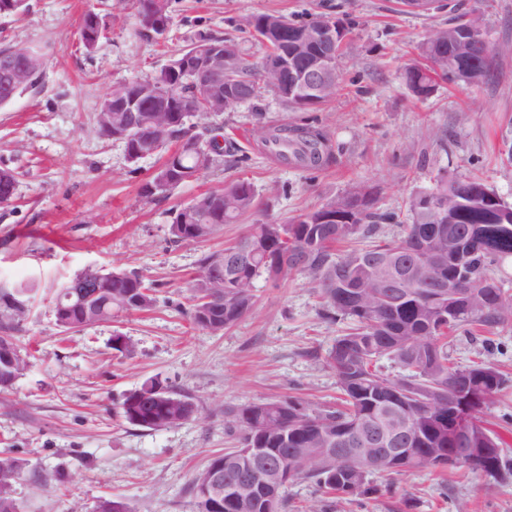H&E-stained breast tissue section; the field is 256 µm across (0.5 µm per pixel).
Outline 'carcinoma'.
Wrapping results in <instances>:
<instances>
[{
  "label": "carcinoma",
  "instance_id": "1",
  "mask_svg": "<svg viewBox=\"0 0 512 512\" xmlns=\"http://www.w3.org/2000/svg\"><path fill=\"white\" fill-rule=\"evenodd\" d=\"M140 25L144 36L157 34L146 22L148 13L159 14L172 23L171 0H136ZM448 25L434 29L424 46V54L431 66H411L405 70L404 80L419 100L431 96L436 79L459 80L469 73L476 80L488 78L496 56L512 50L505 45L496 47L483 37L471 44L458 58L453 57L448 45V33L467 27L465 13L450 8ZM324 21L318 17L308 21H292L282 15L260 14L245 19L251 36L264 47L257 58L240 47L232 37L207 35L205 39L224 44L236 59L237 67L228 82L245 87L240 98L224 96L210 99L202 95L197 85L173 64L182 60L181 53L172 65L152 77L157 93L151 112L138 113L142 129L155 128L153 154L165 155L160 167L142 186L146 198H166L180 186L196 180L202 173L224 159L225 154L238 151L237 144L224 138L222 128L204 126L195 133L187 125L190 116L205 120L212 115L231 110L238 105L258 99L262 92H272L288 108L294 109L293 99L285 90L263 82V71L278 48L275 31L281 27L290 32L301 31ZM104 34L100 15L87 12L80 22V38L86 51L94 50ZM137 85L131 81L112 87L100 103L96 113V126L101 136L113 139L128 122V113L111 112L115 96ZM175 113L172 122L164 124L156 109ZM303 136H282L278 126H261L255 130L262 146L274 144L287 147L288 161L307 171L320 169L329 157L327 139L321 129L309 124L301 125ZM18 180L10 168H0V205H8L16 198ZM439 193L446 212L453 221L443 223L428 206L432 195ZM360 191L333 198L314 208L290 224L262 222L252 225L250 232L224 248L230 251L251 248L256 251L253 262L233 273H224V283L210 279L216 253L209 252L200 259L198 274L189 285L192 324L201 330L220 334L237 324L255 306V281L266 276L275 281L285 273L301 272L309 277L311 287L320 299V313L330 323H346L343 333L336 337L326 357V364L336 375L339 396L336 403L315 406L307 399L291 395L272 400H254L226 404L216 410L224 417V434L235 446L214 455L207 463L224 462V497L238 494L244 479L239 464L240 453L247 448H261L265 457L258 467H274L288 458L290 448H337L344 457L345 449L357 447L355 431L368 420L394 416L409 424L411 441L389 442L388 448H407L405 462H390L365 474L346 475L342 468L329 474L320 468L314 458L297 464L295 479L314 487L310 512H331L338 500L394 497L392 486L376 483L375 474L401 475L416 470L444 473L455 470L452 454L456 444L448 437V422L453 420L454 409L448 407V383H453L459 397L466 398L481 389L491 403L506 387L508 379L489 364L468 367L456 365L448 355L450 336H480L492 341L506 328L512 327V293L502 287L498 272L512 263V204L498 197L493 188L475 177H441L429 191H417L405 200L411 222L402 225L401 235L386 240L376 239L380 223L392 216L379 211L377 200L369 203L359 198ZM256 208V192L247 181L233 182L212 191L199 200L176 210L170 233L176 242L200 243L208 240L225 224L234 223L240 216ZM323 213H343L347 220L325 228L318 240L306 234L310 220ZM445 228L452 236L462 240L476 269L472 289L482 292L488 281L495 284L493 300L477 310L460 309L449 318L440 317L433 300L432 287H411L405 300L395 303H370L373 280L364 277L360 294L367 305L358 306L343 297L344 289L331 287L330 272H343L360 256L384 255L393 260L396 272L418 257V245L429 233ZM357 239H370L366 248H356ZM109 275L108 291L116 304L112 308L85 311V304L70 298L82 291V283L97 278L98 273ZM34 292L32 284H15L8 292L0 293V344L20 348L17 335L22 331ZM153 289L135 271L112 269H86L69 279L54 299L56 324L64 333L81 331L96 324L110 321L117 312L149 311L154 307ZM388 359L399 366L394 376L386 374L380 361ZM366 389L381 390L397 395L398 403L384 406L363 394ZM119 414L132 426L160 430L197 419L198 405L187 395L177 392L167 381L149 378L139 387L126 393L119 404ZM478 445L498 448L500 453L493 469H473L472 473L495 482L512 479V450L504 447L500 436L488 426L484 406L474 416ZM206 469L194 476L190 493L195 500L196 512H215L212 498L206 496L203 477ZM22 474L20 462L9 455L0 456V512H21L14 496V487ZM266 500L260 492L245 496L242 508L226 504L224 512H267ZM96 512H132L130 503L119 496L103 497Z\"/></svg>",
  "mask_w": 512,
  "mask_h": 512
}]
</instances>
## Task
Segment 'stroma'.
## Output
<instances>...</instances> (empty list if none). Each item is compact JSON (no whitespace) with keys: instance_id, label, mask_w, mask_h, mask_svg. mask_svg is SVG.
Returning a JSON list of instances; mask_svg holds the SVG:
<instances>
[{"instance_id":"obj_1","label":"stroma","mask_w":512,"mask_h":512,"mask_svg":"<svg viewBox=\"0 0 512 512\" xmlns=\"http://www.w3.org/2000/svg\"><path fill=\"white\" fill-rule=\"evenodd\" d=\"M27 4L23 14L0 17V46L46 55L37 89L0 108V167L19 176L15 201L0 205V279L34 284L36 292L18 336L29 366L0 398V454L23 464L15 489L22 512H95L110 495L125 498L133 512H195L193 477L230 445L213 409L286 395L333 402L336 376L325 357L343 330L321 317L307 275L295 273L258 279L252 312L223 333L194 328L188 284L200 258L253 224L289 223L357 186L377 188L380 209L397 213L439 177L478 176L512 204V164L499 158L503 138L512 139V52L497 58L490 78L438 80L421 102L403 74L425 64L422 47L448 16L401 12L395 0H172L173 24L161 40L141 36L133 0ZM456 4L458 12L481 14L491 43L512 45V0ZM90 10L102 16L105 35L88 52L79 23ZM305 12L354 23L336 97L294 112L268 94L221 113L216 121L242 157L218 163L168 198L142 197L161 159L130 162L121 142L97 133L95 113L112 86L157 74L200 33L233 37L262 55L241 29L244 18ZM304 122L325 132L332 154L315 173L272 163L253 136L262 124ZM238 180L254 185L255 210L206 242L171 243L176 208ZM274 183L285 193L269 194ZM115 265L152 284L155 307L62 334L52 311L56 290L86 267ZM118 334L131 352L113 350ZM448 352L459 366L490 364L512 380V331L497 348L458 335ZM151 376L191 397L199 419L161 430L126 423L119 401ZM394 483L412 512H512V480L424 470Z\"/></svg>"}]
</instances>
